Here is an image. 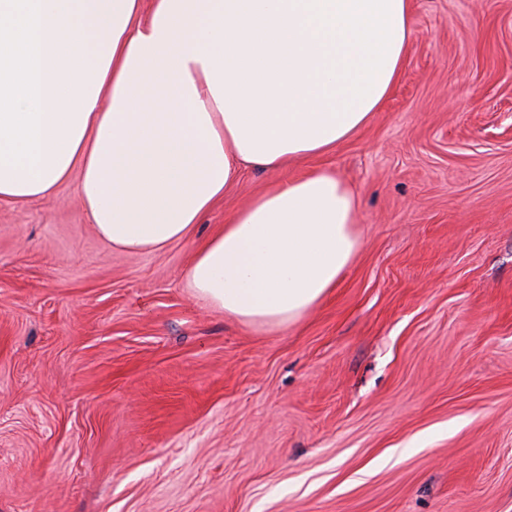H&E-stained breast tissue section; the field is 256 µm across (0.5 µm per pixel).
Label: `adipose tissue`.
I'll return each instance as SVG.
<instances>
[{
  "instance_id": "adipose-tissue-1",
  "label": "adipose tissue",
  "mask_w": 512,
  "mask_h": 512,
  "mask_svg": "<svg viewBox=\"0 0 512 512\" xmlns=\"http://www.w3.org/2000/svg\"><path fill=\"white\" fill-rule=\"evenodd\" d=\"M412 0H0V201L77 180L122 252L186 237L238 180L334 149L387 100ZM358 194L318 169L255 196L196 250L195 294L298 321L359 248Z\"/></svg>"
}]
</instances>
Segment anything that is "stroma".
Wrapping results in <instances>:
<instances>
[{
    "label": "stroma",
    "mask_w": 512,
    "mask_h": 512,
    "mask_svg": "<svg viewBox=\"0 0 512 512\" xmlns=\"http://www.w3.org/2000/svg\"><path fill=\"white\" fill-rule=\"evenodd\" d=\"M410 27L365 127L161 250H112L72 181L0 203V512H512V0ZM315 168L360 198L331 294L278 328L197 298L198 246Z\"/></svg>",
    "instance_id": "stroma-1"
}]
</instances>
